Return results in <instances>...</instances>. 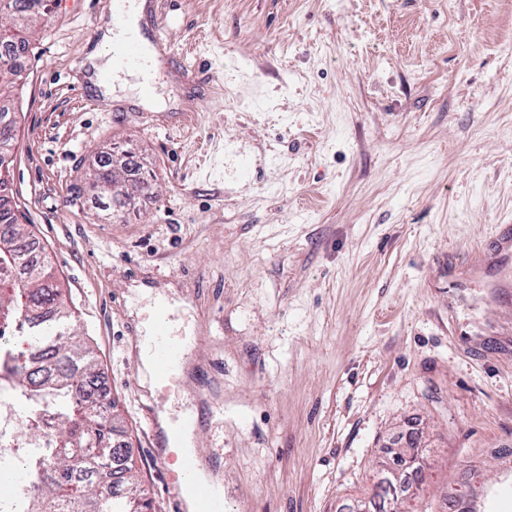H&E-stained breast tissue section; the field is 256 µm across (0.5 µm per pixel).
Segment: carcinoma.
Here are the masks:
<instances>
[{"label": "carcinoma", "mask_w": 512, "mask_h": 512, "mask_svg": "<svg viewBox=\"0 0 512 512\" xmlns=\"http://www.w3.org/2000/svg\"><path fill=\"white\" fill-rule=\"evenodd\" d=\"M35 0H0V144L17 139L14 100L23 70L3 54L26 51L36 18ZM118 171L97 165L91 188L107 193L120 205L130 204L136 184L122 185ZM32 232L18 223L13 209L0 208V271L16 265L24 268L21 286L0 291V337L15 336L17 329L31 330L34 346L50 354L40 381L30 391L38 411L31 439L42 438L40 415L51 417L50 448L27 457V478L37 477L26 512H143L149 502L144 489L132 481L128 452L115 443V404L98 384V363L93 349L76 339L71 317L64 312L61 293L54 285L52 266L46 259H28ZM0 371L19 382L29 379L27 367L11 353H0ZM379 463L375 487L381 497L398 504L425 493L423 483L407 479L410 470H422L425 457L415 441L407 448H390Z\"/></svg>", "instance_id": "1"}]
</instances>
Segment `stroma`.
I'll list each match as a JSON object with an SVG mask.
<instances>
[{
  "mask_svg": "<svg viewBox=\"0 0 512 512\" xmlns=\"http://www.w3.org/2000/svg\"><path fill=\"white\" fill-rule=\"evenodd\" d=\"M155 96L89 81L109 0H51L23 58L12 207L48 255L133 475L170 512L146 416L194 409L227 512H338L386 447L429 450L419 512L462 472L512 512V0H148ZM149 178L122 217L91 156ZM148 293H136L137 285ZM190 371L148 391L158 296Z\"/></svg>",
  "mask_w": 512,
  "mask_h": 512,
  "instance_id": "stroma-1",
  "label": "stroma"
}]
</instances>
